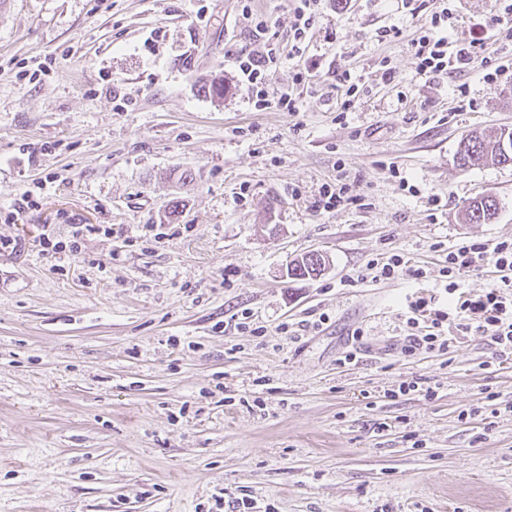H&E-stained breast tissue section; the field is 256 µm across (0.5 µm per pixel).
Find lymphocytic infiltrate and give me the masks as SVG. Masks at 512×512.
Listing matches in <instances>:
<instances>
[{
    "instance_id": "1",
    "label": "lymphocytic infiltrate",
    "mask_w": 512,
    "mask_h": 512,
    "mask_svg": "<svg viewBox=\"0 0 512 512\" xmlns=\"http://www.w3.org/2000/svg\"><path fill=\"white\" fill-rule=\"evenodd\" d=\"M320 0H298L294 9L295 23L290 47L268 41L262 50L240 52L234 66L241 84L247 88V98L255 109L276 108L297 113L301 107L300 96L291 91H271L269 76L282 63L285 56L303 54V44L315 23ZM452 17L449 9L433 12L423 34L413 42L412 48L419 61V72L430 78L448 75L474 67L489 65L490 48L486 38L476 36L468 44L449 48L444 30ZM445 261L446 271L452 274L447 290L455 296V304L445 309L432 306L431 298L417 296L408 304V326L427 320L423 334H411V349L448 350L458 336L470 329H478L488 336L500 355L512 354V239L492 244L464 243L449 248ZM493 265L499 279L483 293L470 295L460 292L459 275L475 270L484 264Z\"/></svg>"
}]
</instances>
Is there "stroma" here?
Listing matches in <instances>:
<instances>
[{
    "label": "stroma",
    "mask_w": 512,
    "mask_h": 512,
    "mask_svg": "<svg viewBox=\"0 0 512 512\" xmlns=\"http://www.w3.org/2000/svg\"><path fill=\"white\" fill-rule=\"evenodd\" d=\"M252 6L267 33L240 0H0V512H512V357L475 329L406 353L414 280L365 277L409 256L443 309L432 244L512 239V165L456 162L512 128V44L497 81L430 79L401 0H323L269 77L310 72L301 111H258L232 61L295 18ZM480 27L492 0H457L449 42ZM339 70L361 91L345 113ZM335 182L364 206L318 209ZM480 195L496 218L462 223ZM312 251L324 273L289 278ZM415 381L436 396L388 398Z\"/></svg>",
    "instance_id": "obj_1"
}]
</instances>
